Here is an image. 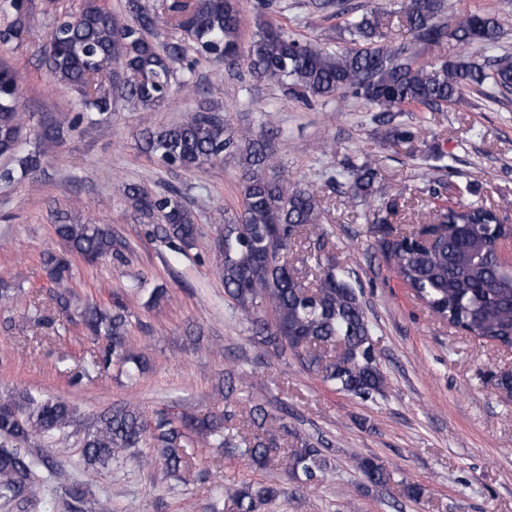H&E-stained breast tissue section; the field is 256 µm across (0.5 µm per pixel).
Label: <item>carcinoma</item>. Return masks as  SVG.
<instances>
[{
    "instance_id": "1",
    "label": "carcinoma",
    "mask_w": 512,
    "mask_h": 512,
    "mask_svg": "<svg viewBox=\"0 0 512 512\" xmlns=\"http://www.w3.org/2000/svg\"><path fill=\"white\" fill-rule=\"evenodd\" d=\"M318 10L334 9L349 18L342 28L346 45L329 49L304 40L262 19L273 0H256V30L242 41L245 16L240 0H125L123 15L84 0L76 12L57 13L45 34L44 63L51 80L74 91L86 110L41 126L35 145L21 149L24 113L19 110L20 76L0 64V154L13 157L24 173L40 168L45 157L82 118L107 120L120 104L135 112H153L173 87L197 92L196 81L184 76L202 63L221 62L230 70L240 65L256 80H274L301 100L338 94L361 98L379 112L386 138L409 142L417 133L396 121V113L412 108L438 110L461 101L471 86L491 82L512 92V54L488 57L482 63L465 56L423 62L410 44L388 40L383 14H352L346 0H314ZM13 20L0 28V47L23 42L31 31L34 0H0ZM444 0H397L390 11L397 24L419 44L438 45L452 38L466 50L498 47L502 30L497 18L476 10L452 29L441 21ZM141 151L171 171L197 173L226 156H239L243 168L241 209L224 219L222 277L224 292L259 334L289 351L302 367L320 373L336 390L373 401L387 379L377 361L372 326L359 293L344 270L329 256L315 258L312 281L281 260V252L298 238L323 240L322 195L312 187L291 183L277 163L271 138L249 125L229 130L219 111L202 106L180 122L143 131ZM348 198L371 206L368 220L377 247L401 281L438 319L471 331L487 343L512 347V275L501 270L491 242L512 229L499 222L494 208L482 203H455L432 214L434 224H419L395 238L396 199L378 181L368 161L347 167ZM125 195L137 212L153 221L148 234L175 248L194 246L199 233L196 215L181 189L161 192L130 183ZM56 235L69 251L89 263L122 258L112 231L98 224H57ZM45 265L56 285L49 298L61 310L70 306L69 264L52 253ZM271 311V320L258 316ZM78 317L93 335L106 341L90 368L111 364L133 377L147 361L128 348L129 303L115 296L108 306L86 304ZM251 433L240 435L236 412L224 410L202 417L164 411L148 416L124 404L100 414L83 432L85 468L103 475L127 452L149 440L154 456L169 474L179 473L187 449L198 445L231 449L265 469L280 454L288 425L256 404L250 409ZM77 427L74 408L63 399L41 400L28 392L0 395V500L18 508L37 505L51 491L53 469L24 444ZM370 484L387 486L392 472L381 462L355 459ZM326 461L322 449L307 440L287 456L290 476L307 489L320 484ZM285 493L273 480L226 483L224 496L235 512H259ZM63 512H112L110 500L97 498L84 508V492L70 489Z\"/></svg>"
}]
</instances>
